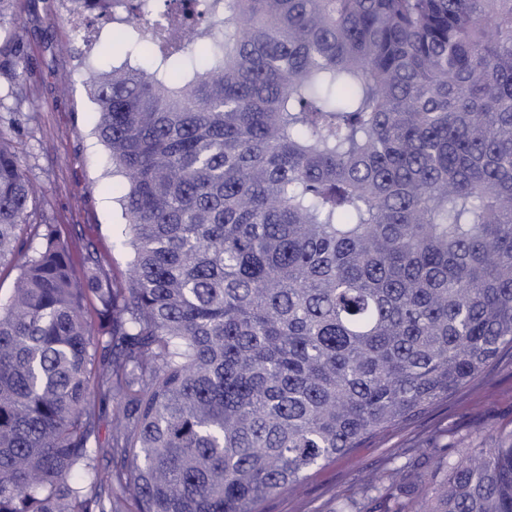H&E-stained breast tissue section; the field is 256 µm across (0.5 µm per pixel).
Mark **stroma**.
<instances>
[{"label": "stroma", "instance_id": "35a3bbf8", "mask_svg": "<svg viewBox=\"0 0 512 512\" xmlns=\"http://www.w3.org/2000/svg\"><path fill=\"white\" fill-rule=\"evenodd\" d=\"M106 18L73 25L65 0H19L18 22L0 27L17 56L0 57V128L39 190V208L53 223L79 225L109 262L111 276H124L128 249L118 241L121 214L113 201L108 154L92 134L96 112L84 79L80 52L101 65L123 57ZM512 431V351L477 382L409 421L316 471L300 488L270 500L264 512H340L353 501L361 512H388L392 501L362 496L374 477L388 483L394 469L420 499L432 479L443 478L437 462L476 447L482 433Z\"/></svg>", "mask_w": 512, "mask_h": 512}]
</instances>
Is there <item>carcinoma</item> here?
Instances as JSON below:
<instances>
[{
    "instance_id": "obj_1",
    "label": "carcinoma",
    "mask_w": 512,
    "mask_h": 512,
    "mask_svg": "<svg viewBox=\"0 0 512 512\" xmlns=\"http://www.w3.org/2000/svg\"><path fill=\"white\" fill-rule=\"evenodd\" d=\"M68 2L130 261L0 131V512H262L512 349V0ZM444 466L512 512V434Z\"/></svg>"
}]
</instances>
